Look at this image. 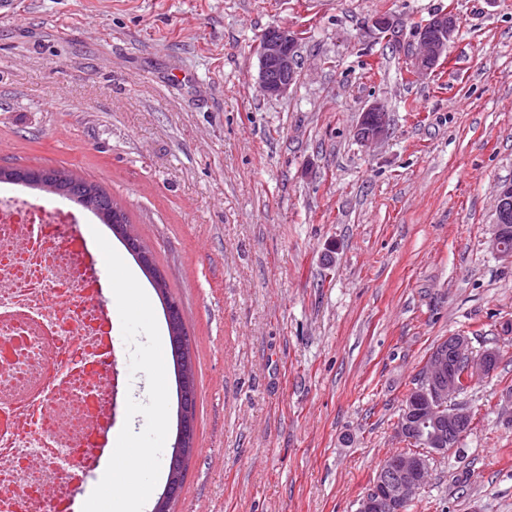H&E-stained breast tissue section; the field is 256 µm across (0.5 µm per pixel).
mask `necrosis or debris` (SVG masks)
<instances>
[{"label": "necrosis or debris", "instance_id": "1", "mask_svg": "<svg viewBox=\"0 0 512 512\" xmlns=\"http://www.w3.org/2000/svg\"><path fill=\"white\" fill-rule=\"evenodd\" d=\"M76 222L0 194V512H75L106 447L113 349Z\"/></svg>", "mask_w": 512, "mask_h": 512}]
</instances>
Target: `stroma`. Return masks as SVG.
Here are the masks:
<instances>
[{
    "instance_id": "stroma-1",
    "label": "stroma",
    "mask_w": 512,
    "mask_h": 512,
    "mask_svg": "<svg viewBox=\"0 0 512 512\" xmlns=\"http://www.w3.org/2000/svg\"><path fill=\"white\" fill-rule=\"evenodd\" d=\"M447 10V58L411 74L418 28ZM274 26L299 36L298 78L270 98ZM374 103L390 131L366 146ZM6 164L100 185L182 305L198 396L172 512H356L452 334L500 360L456 396L472 428L431 457L412 512H512V263L490 246L512 181V0H16ZM103 299L121 388L146 401ZM388 122V113L383 105H370L360 115L355 131L357 139L365 145L379 142L389 132Z\"/></svg>"
}]
</instances>
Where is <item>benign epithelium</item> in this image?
<instances>
[{
    "mask_svg": "<svg viewBox=\"0 0 512 512\" xmlns=\"http://www.w3.org/2000/svg\"><path fill=\"white\" fill-rule=\"evenodd\" d=\"M457 33L453 11L433 16L419 31V52L413 58L416 72H431L447 57L448 45ZM298 36L286 26L267 30L258 44V83L270 97H281L296 82ZM388 113L383 105L374 103L361 113L356 127L357 139L367 145L387 136ZM512 229V182L501 185L497 193L495 219L492 225L491 248L501 258L512 262V250L502 241ZM466 363V373L477 381L491 374L496 366V352L472 353L470 340L460 334L448 336L431 352L419 382L411 388L410 405L398 418L397 438L412 442L415 424L422 425L421 442L426 451L387 458L370 490L359 500L358 512H405L406 507L428 479V459L448 452L456 446L470 423L469 411L449 404L460 392L456 374L448 364V355Z\"/></svg>",
    "mask_w": 512,
    "mask_h": 512,
    "instance_id": "1",
    "label": "benign epithelium"
}]
</instances>
